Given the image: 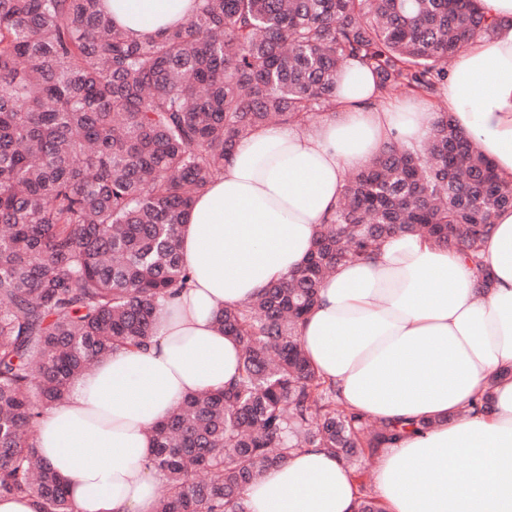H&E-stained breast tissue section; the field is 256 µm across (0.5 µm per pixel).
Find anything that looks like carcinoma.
Segmentation results:
<instances>
[{"mask_svg":"<svg viewBox=\"0 0 512 512\" xmlns=\"http://www.w3.org/2000/svg\"><path fill=\"white\" fill-rule=\"evenodd\" d=\"M195 2L184 24L138 40L103 0H0V496L41 512H75L36 447L44 411L101 359L149 340L188 287L181 226L237 142L318 122L351 58L387 94L434 97L449 60L493 27L481 0ZM346 181L301 267L218 311L241 347L237 378L147 427L164 479L156 512H247L245 489L300 448L350 467L357 512H381L357 462L407 426L344 407L299 325L337 266L395 233L461 251L490 287L483 247L512 183L442 111L422 147L394 143Z\"/></svg>","mask_w":512,"mask_h":512,"instance_id":"1","label":"carcinoma"}]
</instances>
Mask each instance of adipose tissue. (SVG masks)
Returning <instances> with one entry per match:
<instances>
[{
	"label": "adipose tissue",
	"mask_w": 512,
	"mask_h": 512,
	"mask_svg": "<svg viewBox=\"0 0 512 512\" xmlns=\"http://www.w3.org/2000/svg\"><path fill=\"white\" fill-rule=\"evenodd\" d=\"M481 4L493 30L449 62L439 103L512 182V0ZM191 6L108 0L136 39L185 22ZM432 117L426 98L386 101L352 58L317 123L273 124L237 142L181 229L188 288L159 309L146 346L98 362L40 421L38 452L68 480L76 512H156L147 426L238 374L240 347L215 323L220 305L286 280L334 214L347 172L390 141L426 142ZM483 255L485 291L461 254L392 235L336 268L301 327L312 365L345 406L380 422L431 423L381 454L373 492L384 512H512V209L495 216ZM486 393L492 412L469 413ZM358 497L350 470L320 448L298 451L244 495L248 512H356Z\"/></svg>",
	"instance_id": "obj_1"
}]
</instances>
